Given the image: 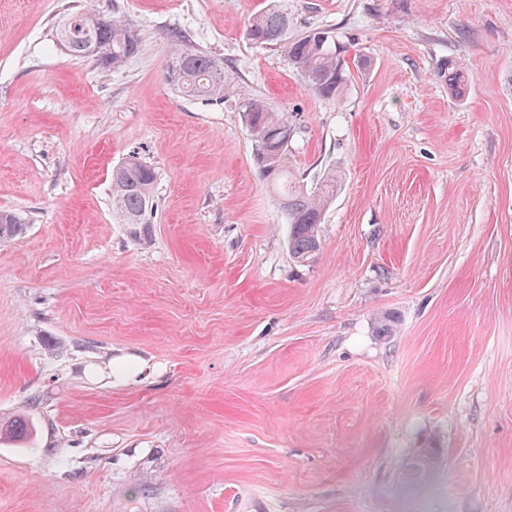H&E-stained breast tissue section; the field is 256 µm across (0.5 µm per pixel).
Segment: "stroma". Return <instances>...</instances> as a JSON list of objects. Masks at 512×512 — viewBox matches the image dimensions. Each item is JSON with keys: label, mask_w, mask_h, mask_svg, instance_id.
I'll return each instance as SVG.
<instances>
[{"label": "stroma", "mask_w": 512, "mask_h": 512, "mask_svg": "<svg viewBox=\"0 0 512 512\" xmlns=\"http://www.w3.org/2000/svg\"><path fill=\"white\" fill-rule=\"evenodd\" d=\"M273 3L0 0V210L25 223L0 421L31 427L0 439V512H512V0H288L346 60L335 99L247 40ZM90 4L138 40L109 72L55 40ZM173 31L223 62V102L168 85ZM250 99L301 184L340 177L309 263ZM132 155L148 224L112 212Z\"/></svg>", "instance_id": "stroma-1"}]
</instances>
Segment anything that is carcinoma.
Returning a JSON list of instances; mask_svg holds the SVG:
<instances>
[{"label": "carcinoma", "instance_id": "carcinoma-1", "mask_svg": "<svg viewBox=\"0 0 512 512\" xmlns=\"http://www.w3.org/2000/svg\"><path fill=\"white\" fill-rule=\"evenodd\" d=\"M288 10L280 6L256 16L247 29L248 39L258 45L281 50L290 67L318 94L338 97L347 82V64L328 44L323 32L300 37L288 36ZM57 39L73 60L91 59L104 72L120 67L137 50V40L122 17L87 8L57 29ZM173 48L167 66V82L180 94L205 101L224 100V64L208 54L185 46L182 36L173 34ZM243 117L254 140V162L260 174L277 190V203L290 224L289 247L299 263L309 262L320 249L317 227L325 206L336 195V174L329 172L312 190L304 188L288 166V145L279 142L277 129L288 120L268 110L260 100L243 104ZM152 167L127 160L121 170L112 171V211L124 224H147L152 212ZM22 229L20 219L0 211V240L14 237ZM28 424L15 419L0 427V437L21 439Z\"/></svg>", "mask_w": 512, "mask_h": 512}]
</instances>
